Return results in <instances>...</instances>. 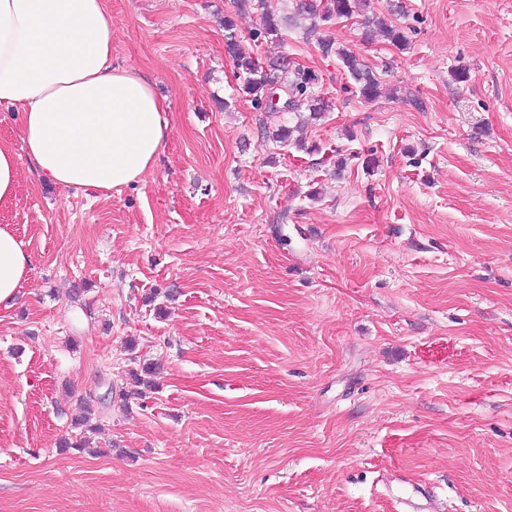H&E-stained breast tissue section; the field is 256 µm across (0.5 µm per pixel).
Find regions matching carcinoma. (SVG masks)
<instances>
[{"instance_id": "cac0c4a2", "label": "carcinoma", "mask_w": 512, "mask_h": 512, "mask_svg": "<svg viewBox=\"0 0 512 512\" xmlns=\"http://www.w3.org/2000/svg\"><path fill=\"white\" fill-rule=\"evenodd\" d=\"M370 9V0H327L322 10L318 8L316 0H295L293 15L284 19L269 11L268 0H235V13L224 17V31L227 52L234 63L237 78L241 79V92L258 108L266 97L268 86L278 83L282 86L279 93L288 100L284 109H265L267 117L271 118L275 125V141L304 147L302 140L293 139L295 128L286 125L282 117L296 112L297 103L303 98L310 101L309 110L315 119L328 111L329 104L315 95V87L320 81L315 71L300 65L291 66L278 58L262 64L247 52L241 44L240 24L253 13L259 12L264 19L263 26L260 30L250 32V39L255 42L262 38L267 41H280L284 27L288 24L295 25L299 20L308 22L304 30L306 35L312 36L317 33L322 23L362 17L365 26L364 39H372L377 32L395 48L407 49L409 38L405 30L373 19L369 16ZM318 46L323 54L336 56L341 69L352 81L353 93L356 96L365 102H374L382 96L386 89L383 78L352 48L327 39L318 40Z\"/></svg>"}]
</instances>
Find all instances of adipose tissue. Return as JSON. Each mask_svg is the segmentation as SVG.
<instances>
[{
  "mask_svg": "<svg viewBox=\"0 0 512 512\" xmlns=\"http://www.w3.org/2000/svg\"><path fill=\"white\" fill-rule=\"evenodd\" d=\"M0 107L20 117L35 178L86 193L140 182L170 129L151 82L112 64L108 0H0ZM29 268L0 225V309Z\"/></svg>",
  "mask_w": 512,
  "mask_h": 512,
  "instance_id": "obj_1",
  "label": "adipose tissue"
}]
</instances>
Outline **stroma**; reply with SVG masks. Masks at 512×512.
Instances as JSON below:
<instances>
[{"mask_svg": "<svg viewBox=\"0 0 512 512\" xmlns=\"http://www.w3.org/2000/svg\"><path fill=\"white\" fill-rule=\"evenodd\" d=\"M110 6L113 65L170 120L143 181L43 184L0 107L30 256L0 311V512H512V0H372L404 51L323 25L398 87L372 103L302 29L248 42L318 73L303 150L238 92L233 0Z\"/></svg>", "mask_w": 512, "mask_h": 512, "instance_id": "obj_1", "label": "stroma"}]
</instances>
